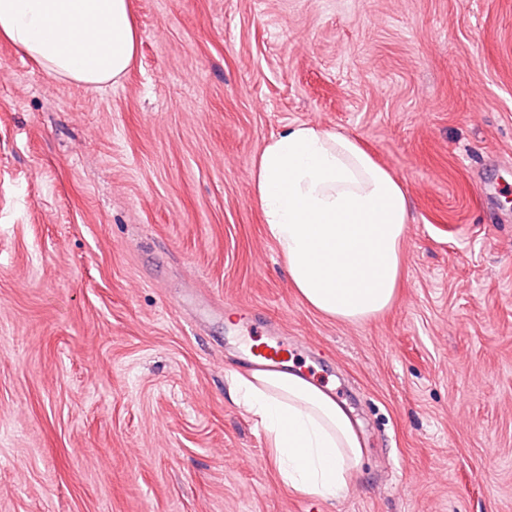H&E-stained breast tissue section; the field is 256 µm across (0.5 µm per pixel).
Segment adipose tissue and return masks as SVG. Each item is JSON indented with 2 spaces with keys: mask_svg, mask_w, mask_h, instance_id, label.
<instances>
[{
  "mask_svg": "<svg viewBox=\"0 0 512 512\" xmlns=\"http://www.w3.org/2000/svg\"><path fill=\"white\" fill-rule=\"evenodd\" d=\"M0 42L52 77L99 89L130 71L139 33L129 0H0ZM252 181L290 284L309 306L363 322L392 304L409 199L358 140L288 125L265 142ZM231 383L262 426L283 485L327 500L346 489L363 445L344 403L288 370L237 374Z\"/></svg>",
  "mask_w": 512,
  "mask_h": 512,
  "instance_id": "ef3b65f1",
  "label": "adipose tissue"
}]
</instances>
